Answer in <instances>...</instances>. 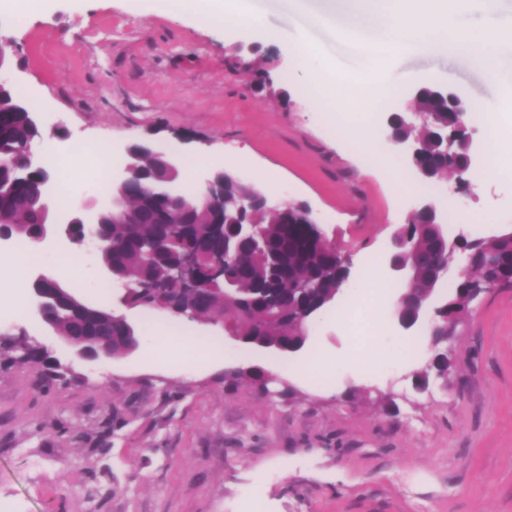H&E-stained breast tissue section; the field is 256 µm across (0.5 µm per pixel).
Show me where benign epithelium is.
<instances>
[{"label":"benign epithelium","mask_w":512,"mask_h":512,"mask_svg":"<svg viewBox=\"0 0 512 512\" xmlns=\"http://www.w3.org/2000/svg\"><path fill=\"white\" fill-rule=\"evenodd\" d=\"M434 96L446 101L448 112L458 116L457 126L448 130L443 145V153L448 160V177L435 181V186L442 192L451 183V191L458 193L466 185L465 175L473 163L470 153L472 132L464 122L466 103L458 95L439 87L435 88ZM394 125L395 115L391 114L387 119V140L401 148L407 165L419 180L429 179L428 170L419 161L418 139L413 135L398 136ZM41 139L42 136L38 135L27 140L18 153L11 157V161L17 163L19 169H34L42 173L37 200L47 214L48 222L39 227L31 236V241L42 245L51 240L65 238L78 248H92L97 276L125 286L122 301L126 307L133 309L137 306V302L133 300L136 293L161 296L172 292L176 293V297L161 307V310L190 319L198 318L200 309L215 294L224 298L226 304L233 306L236 303L235 288L226 279L225 270L242 263L248 249L264 254L274 268L282 270L279 254L266 244L261 226L247 219V215L256 206L273 205L269 196L262 190L255 189L243 198L235 216L224 214L225 185L230 181L241 182L235 173L224 169H212L203 173L199 177L194 197L187 200L183 196L180 181L181 154L177 151L163 152L156 148L153 141L145 139L126 148V163L112 177L111 197L81 198L74 201L67 211L62 212L55 203L54 176L45 163L44 155L37 151V144ZM150 155L160 157L165 171L163 176L151 179L142 177L141 163ZM133 196H143L151 202L165 204L158 211L157 223L166 225L167 233L162 237L143 239L139 243L140 253L146 261L155 259L164 243L177 238L183 240L176 258L167 266L165 278L160 281H134L126 272L112 265L109 259L112 249L118 246V242L112 239V225L135 224L138 221L139 211L130 205ZM197 207L206 209L211 217V224L203 241L192 236L188 225L173 224L170 221L171 213L189 212ZM288 215L294 216L297 224L313 225L319 241L331 245L315 223L307 205L288 204ZM420 216L427 217L434 224L445 259L437 269L432 295L424 297L416 287L418 274L415 267L403 260V255L413 252L410 238L400 231L395 233L388 269L395 279L409 286L413 309L405 312L397 304L392 316L404 331L421 326L430 336L431 346L434 347L447 342L459 322V318L450 312L449 302L440 299L438 290L447 281L469 275L471 280L467 301L471 303L488 289L498 286L502 277L499 251L496 248L499 236L469 240L463 233L454 231L448 224V212L439 206V198L432 193L422 194L416 199L408 214L407 223H412ZM477 268L483 274L472 275ZM59 284L60 280L49 272L40 271L32 275V314L50 335L56 337L78 359L101 361L118 356L112 346L104 343L99 336L59 335L53 316L61 305H66L77 315L86 313L88 309L84 298L59 287ZM51 285L54 286L52 290L49 289ZM182 294L196 297L198 308L185 306L180 298Z\"/></svg>","instance_id":"7a95c632"}]
</instances>
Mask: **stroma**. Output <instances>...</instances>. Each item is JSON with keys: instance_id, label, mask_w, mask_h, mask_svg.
<instances>
[{"instance_id": "stroma-1", "label": "stroma", "mask_w": 512, "mask_h": 512, "mask_svg": "<svg viewBox=\"0 0 512 512\" xmlns=\"http://www.w3.org/2000/svg\"><path fill=\"white\" fill-rule=\"evenodd\" d=\"M265 31L224 32L202 16L163 12L153 0H47L36 13L0 9L13 52L0 77L36 107L42 152L127 145L149 137L182 144L186 160L224 165L306 203L327 238L361 273L405 224L409 195L384 171L408 174L397 150L384 169L325 124L327 106L298 78L291 48L300 18L289 0H255ZM275 38H267L266 30ZM262 64L273 83L253 87ZM390 92L372 139L422 85L495 103L500 87L465 57H392ZM468 238L512 226V185L500 179L452 197ZM72 263L64 271L63 263ZM89 300L99 298L89 258L69 246L39 249ZM336 300L317 316L305 348L285 358L229 339L211 320L129 310L137 352L105 362L72 356L31 316L0 321V512H512V285L475 302L452 339L447 383H420L433 352L393 360L404 339L391 310L366 302L354 335ZM189 325L207 351L185 367ZM41 361L22 362L23 349ZM329 355V373L305 365ZM274 376L269 390L241 376ZM292 393H282V385Z\"/></svg>"}]
</instances>
